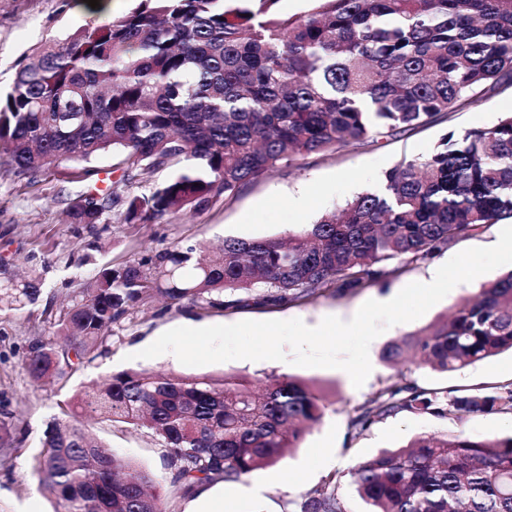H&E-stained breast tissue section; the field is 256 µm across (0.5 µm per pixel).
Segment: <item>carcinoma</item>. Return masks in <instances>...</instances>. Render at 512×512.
I'll return each mask as SVG.
<instances>
[{
	"instance_id": "1",
	"label": "carcinoma",
	"mask_w": 512,
	"mask_h": 512,
	"mask_svg": "<svg viewBox=\"0 0 512 512\" xmlns=\"http://www.w3.org/2000/svg\"><path fill=\"white\" fill-rule=\"evenodd\" d=\"M278 2L136 0L108 23L91 20L43 45L0 95L9 164L37 174L112 153L127 183L175 168L125 198V222L146 223L203 211L304 156L434 124L512 78V0H311L292 16ZM385 181L384 193H357L284 238H229L212 258L204 241L176 243L150 263L103 268L60 310L52 335L28 342L26 373L34 383L66 382L106 352L113 322L157 295L200 309L231 306L255 288L264 304L305 301L328 288H362L396 274L382 266L388 260L425 258L512 221V113L449 132L442 147L399 162ZM109 203L85 195L70 222L99 224ZM40 296L36 277L0 279V313ZM504 351H512V271L482 284L476 300L432 331L388 344L382 359L398 364L411 352L448 374ZM324 409L314 383L287 374L258 395L245 377L121 372L61 408L32 470L56 512H166L155 476L116 458L80 418L151 431L167 448L171 487L186 495L274 465ZM398 411L512 414V382L449 398L401 379L358 405L348 432ZM14 444L4 416L0 467ZM351 474L367 512H512V435L422 436ZM341 478L290 501L292 512H346Z\"/></svg>"
}]
</instances>
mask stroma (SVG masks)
I'll use <instances>...</instances> for the list:
<instances>
[{
    "instance_id": "stroma-1",
    "label": "stroma",
    "mask_w": 512,
    "mask_h": 512,
    "mask_svg": "<svg viewBox=\"0 0 512 512\" xmlns=\"http://www.w3.org/2000/svg\"><path fill=\"white\" fill-rule=\"evenodd\" d=\"M89 20V15L66 0H0V90L10 88L24 56L46 42L66 38ZM509 112L512 80L483 95L479 103H468L449 113L444 122L378 143H352L308 155L299 166L262 175L202 212L168 215L147 224L123 223L122 199L140 193L141 187L135 182L114 185L112 155L91 162V169L97 172L91 182L73 180L75 165L71 162L47 174H19L0 155V261L6 262L9 273L37 276L43 283L36 304L0 314V415L8 414L17 439L12 470L0 469V512H54V498L39 490L31 468L47 424L58 415L60 404L125 371L148 369L189 377L238 374L249 377L259 388L271 376L288 374L313 381L327 399L322 420L297 448L286 452L277 464L250 474V481L264 487L260 496H241L239 483L219 482L201 497L168 495L167 512H213L219 506L227 512H287L291 500L339 471L345 474L339 492L347 512H365L349 472L379 450L437 432L461 431L474 437L511 434L512 415L498 413L459 419L402 411L375 421L356 437L349 435L347 428L355 406L401 378L422 389H441L452 395L512 382V353L508 351L448 374L411 360L394 368L382 359L387 344L431 329L454 307L474 297L481 281L457 285L421 318L394 325L377 337L369 348L372 371L359 388L353 386L350 377L334 369L298 367L274 360L186 366L167 353L153 359L138 356L139 351L175 327L292 318L315 326L328 315L349 320L367 300L401 290L412 282L428 281L436 266L460 251L491 246L501 231L497 224L432 256L400 260L397 274L367 287L328 293L301 304L267 305L254 291L227 308L178 309L157 297L130 307L112 326L108 352L75 372L66 384L33 383L22 368L29 339L49 334L60 308L92 280L100 267L118 268L131 258L151 257L175 241L202 240L217 246L229 237L285 235L290 225L312 223L319 215L343 206L351 195L382 187L389 169L402 160L431 153L448 132L487 127ZM93 187L116 193L119 203L111 206L102 223H69L68 209ZM301 193L307 198V206L299 210L291 200ZM89 428L116 456L148 469L161 484L169 483L165 449L151 431L122 423L93 422Z\"/></svg>"
}]
</instances>
